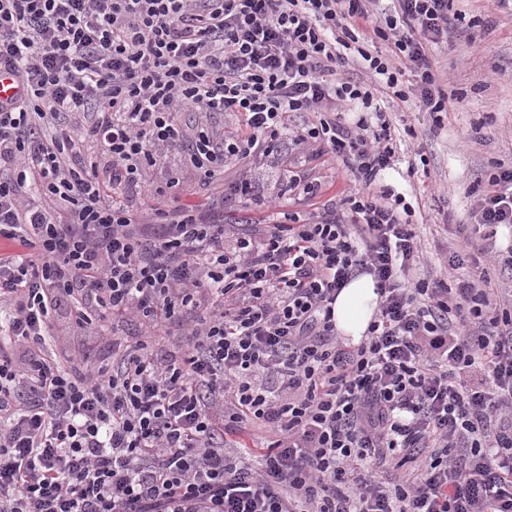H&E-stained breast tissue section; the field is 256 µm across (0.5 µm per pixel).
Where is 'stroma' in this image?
Masks as SVG:
<instances>
[{"label":"stroma","mask_w":512,"mask_h":512,"mask_svg":"<svg viewBox=\"0 0 512 512\" xmlns=\"http://www.w3.org/2000/svg\"><path fill=\"white\" fill-rule=\"evenodd\" d=\"M453 7L461 12L467 34L431 47L430 56L439 84L456 98L455 109L443 113L436 124L416 99L400 101L383 91L377 94L400 158L385 182L404 192L415 234L425 250L437 256L432 265L416 272L427 280L447 275L442 258L460 244L457 225L471 221L474 182L495 167L512 166V10L500 9L496 0H454ZM469 130L476 136L468 147H461L460 136ZM292 171L320 184L321 195L284 192ZM244 177L255 187L254 200H242L229 191ZM152 179L183 203L207 205L223 199L225 223L241 225L247 232L269 221L259 199L279 193L283 212L313 215L343 198L352 185L342 165L317 143H287L254 162H228L223 175L211 181L175 151L154 169ZM138 339L139 327L132 321L117 323L110 331L94 326L79 336L64 327L52 356L64 365L80 359L107 364L113 346Z\"/></svg>","instance_id":"35a3bbf8"}]
</instances>
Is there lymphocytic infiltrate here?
Instances as JSON below:
<instances>
[{
    "label": "lymphocytic infiltrate",
    "mask_w": 512,
    "mask_h": 512,
    "mask_svg": "<svg viewBox=\"0 0 512 512\" xmlns=\"http://www.w3.org/2000/svg\"><path fill=\"white\" fill-rule=\"evenodd\" d=\"M379 2L0 0V65L22 87L0 104V512H512V289L487 269L415 278L429 257L380 183L398 156L374 90L450 111L430 48L462 15ZM180 112L242 130L188 137ZM285 137L351 172L343 211L254 235L149 178L176 150L210 179ZM130 186L157 200L147 221ZM472 193L483 233L460 227L449 267L512 266L495 242L512 166ZM363 273L380 302L351 347L334 304ZM62 313L75 333L131 317L142 338L63 368L47 346ZM182 316L188 351L160 354ZM253 426L266 447L243 444Z\"/></svg>",
    "instance_id": "f902f5d3"
}]
</instances>
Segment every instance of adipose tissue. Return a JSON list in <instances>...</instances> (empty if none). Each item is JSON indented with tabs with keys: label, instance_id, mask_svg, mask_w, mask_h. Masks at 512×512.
<instances>
[{
	"label": "adipose tissue",
	"instance_id": "adipose-tissue-1",
	"mask_svg": "<svg viewBox=\"0 0 512 512\" xmlns=\"http://www.w3.org/2000/svg\"><path fill=\"white\" fill-rule=\"evenodd\" d=\"M378 296L372 277L361 274L353 278L339 293L334 317L336 330L351 342H360L377 309Z\"/></svg>",
	"mask_w": 512,
	"mask_h": 512
}]
</instances>
